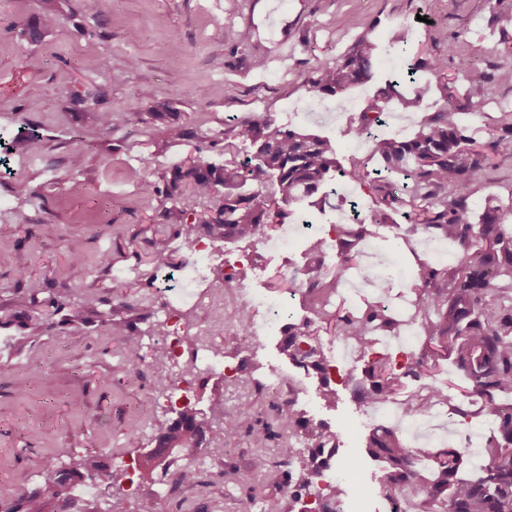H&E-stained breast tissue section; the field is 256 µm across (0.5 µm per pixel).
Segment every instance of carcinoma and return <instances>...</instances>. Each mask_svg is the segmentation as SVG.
Returning a JSON list of instances; mask_svg holds the SVG:
<instances>
[{
	"label": "carcinoma",
	"instance_id": "carcinoma-1",
	"mask_svg": "<svg viewBox=\"0 0 512 512\" xmlns=\"http://www.w3.org/2000/svg\"><path fill=\"white\" fill-rule=\"evenodd\" d=\"M40 16L27 22L21 35L32 41L54 26L62 11L57 0H42ZM463 41L448 40V55L462 60L467 86L463 98L478 105L486 94L484 75L463 53ZM379 63L377 44L369 37L355 42L334 66L320 68L309 93L318 98L334 97L348 89L372 81ZM439 84L421 88L425 95L440 93L442 104L423 116L419 130L411 138L374 134L370 157L383 167L372 170L359 162L343 166L337 158L334 141L326 136L306 133L280 125L269 114L255 115L237 122L224 123V164L216 165L201 156L179 168L166 182L163 217L169 224L187 226L185 239L192 240L193 229H202L213 240L239 242L261 238L278 229L301 207L325 210L337 181L353 182L369 188L377 196L372 223L394 224L400 205L408 227L400 235L411 238L443 240L462 249L458 261L442 265L414 255L413 278L417 286L413 299L414 319L421 324L422 348L408 354L399 370L389 357L379 356L362 370L366 389H355L361 399L368 396L384 402L402 398L408 412L426 411L433 399L445 398L453 412L469 415L463 403L454 401L451 391L431 381L424 394L400 396L402 379L429 378L437 361L450 358L467 382L464 396L478 397V414L496 424V432L481 448L482 464L474 474L463 471L464 454L447 449L434 455L436 478L427 480L412 471L413 454L405 448L398 431L378 427L372 430L366 452L374 460L386 463L392 492L408 479L424 494L422 512H512V413H506L499 396L512 394V200L508 204L485 200L478 215H473L468 197L448 198V189L461 185L480 187L488 179L492 159L512 157V112L494 118L493 133L481 141L462 125L458 97L449 86L445 59L426 62ZM395 94L389 84L379 90L376 99L360 112L358 124L347 128L350 138L363 137L382 119L385 105ZM214 199L208 213H190L181 207L182 191ZM371 231L360 223L336 225V244L341 264L336 273L324 269V247L317 240L308 243L306 265L296 269L291 282L305 287L302 307L307 316L296 324V335L312 336L323 326L334 335L366 345L379 332L396 335L404 327L401 318L385 314L373 302L348 308L328 307L342 282V272L353 267L356 246ZM168 237L159 233L153 240V260L168 263ZM33 303L22 301L14 317L34 331L43 327L33 315ZM109 334L130 355L136 354L141 337L128 332L124 323L114 320ZM223 424H215V420ZM271 426L284 437L277 449L281 464L293 460L292 434L300 421L292 410L274 408ZM238 433L236 421L222 406L209 412L184 406L175 418L156 429L154 448L145 454L144 463L155 460L170 448H203L220 443ZM114 476L112 467L91 455L70 462L69 467L45 476L43 483L31 489L19 502L0 500V512H43L45 500L60 501L61 512L72 505L73 482L83 477ZM300 494L314 496L324 507L335 504L344 488H315L313 459H307L305 472L288 487V501Z\"/></svg>",
	"mask_w": 512,
	"mask_h": 512
}]
</instances>
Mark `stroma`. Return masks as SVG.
Masks as SVG:
<instances>
[{
    "mask_svg": "<svg viewBox=\"0 0 512 512\" xmlns=\"http://www.w3.org/2000/svg\"><path fill=\"white\" fill-rule=\"evenodd\" d=\"M40 10V0H0V138L15 145L18 159L0 167V223L10 224L9 245L0 248V499H17L70 460L101 452L120 477L71 512H105L112 500L123 512H140L151 496L158 512H278L302 458L239 481L257 452L277 456V440L260 448L249 435L272 418L268 371L294 373L277 340L253 351L240 383L194 378L197 407L223 405L239 427L227 447L199 449L208 469L196 482L157 497L161 473L140 466L157 425L172 417L158 386L170 367L151 333L162 316L151 241L165 232L178 263L186 249L180 226L161 217L165 180L197 154L223 162L225 121L265 112L330 137L342 162L365 158L366 149L354 147L344 131L388 82L390 59L447 56L449 36L467 40L487 77L485 100L466 116L486 138L489 117L512 112V81L501 77L512 68V0H64L59 23L31 43L20 31ZM225 25L248 33V41L235 46L217 38ZM395 29L406 41L393 47L388 35ZM433 31L440 39H430ZM364 36L380 46L373 81L348 92L346 109L326 97L323 113L307 115L319 68L335 65ZM256 55L265 56L264 68L254 67ZM29 56L40 59L38 68L25 67ZM100 112L115 116L105 135L96 122ZM131 112L138 122L127 121ZM181 126L194 138L170 139ZM33 130L42 140L27 166ZM79 150L85 158L76 170L71 160ZM147 155L148 170L140 163ZM146 176L157 194L143 192ZM111 197L121 198L122 208L105 206ZM73 243L79 256L69 252ZM21 266L27 277L18 276ZM21 297L34 299L42 314L41 335H29L14 319ZM89 306L104 321L78 323ZM111 319L141 333L137 364L110 336ZM147 405L148 417L141 413ZM314 416L341 437L338 455L351 468L347 500L382 512V472L365 452L371 428L351 386L337 385L335 403L315 405Z\"/></svg>",
    "mask_w": 512,
    "mask_h": 512,
    "instance_id": "1",
    "label": "stroma"
}]
</instances>
